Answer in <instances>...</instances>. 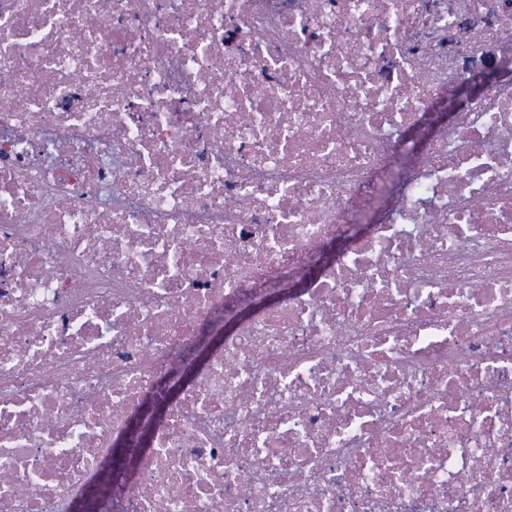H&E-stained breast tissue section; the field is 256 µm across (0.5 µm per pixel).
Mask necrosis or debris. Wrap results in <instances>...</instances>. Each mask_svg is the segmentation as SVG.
I'll return each instance as SVG.
<instances>
[{
  "instance_id": "4bbe7bcc",
  "label": "necrosis or debris",
  "mask_w": 512,
  "mask_h": 512,
  "mask_svg": "<svg viewBox=\"0 0 512 512\" xmlns=\"http://www.w3.org/2000/svg\"><path fill=\"white\" fill-rule=\"evenodd\" d=\"M0 512H512V0H0Z\"/></svg>"
}]
</instances>
